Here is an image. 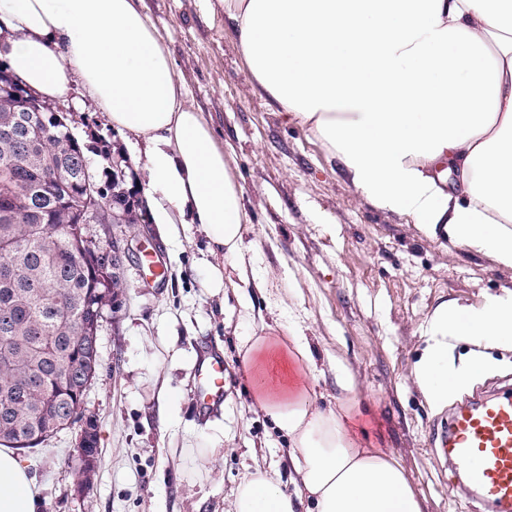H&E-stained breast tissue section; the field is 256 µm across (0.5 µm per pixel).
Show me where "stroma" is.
<instances>
[{
    "mask_svg": "<svg viewBox=\"0 0 512 512\" xmlns=\"http://www.w3.org/2000/svg\"><path fill=\"white\" fill-rule=\"evenodd\" d=\"M169 50L189 106L203 112L228 173L244 194L241 251L252 260L239 280L224 262L223 295L205 286L211 256L199 225L169 235L146 206L141 146L73 82L60 103L97 187L120 186L142 221L93 224L91 235L118 260L121 286L98 340L100 366L86 409L100 454L93 487L76 489L77 428L19 451L43 512H231L246 471L274 466L286 490L296 473L288 439L262 412L242 367L249 336L308 337L305 371L321 410H343L361 447L393 451L423 512H489L454 486L434 451L452 406L432 407L412 375L441 304L476 308L512 292V267L447 238H431L412 216L373 204L331 161L309 129L285 119L258 87L223 10L201 0H145ZM157 250L166 274L146 281L140 246ZM213 349L224 361V405L206 423L195 415V362ZM352 372L348 393L333 361ZM167 387L168 401L158 391ZM224 442L210 447L214 435Z\"/></svg>",
    "mask_w": 512,
    "mask_h": 512,
    "instance_id": "35a3bbf8",
    "label": "stroma"
}]
</instances>
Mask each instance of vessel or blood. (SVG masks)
Instances as JSON below:
<instances>
[{"label": "vessel or blood", "mask_w": 512, "mask_h": 512, "mask_svg": "<svg viewBox=\"0 0 512 512\" xmlns=\"http://www.w3.org/2000/svg\"><path fill=\"white\" fill-rule=\"evenodd\" d=\"M200 422L224 405V363L208 351L195 363ZM439 449L459 479L492 512H512V389L467 402L450 416Z\"/></svg>", "instance_id": "1"}]
</instances>
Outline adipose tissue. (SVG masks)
Here are the masks:
<instances>
[{
	"mask_svg": "<svg viewBox=\"0 0 512 512\" xmlns=\"http://www.w3.org/2000/svg\"><path fill=\"white\" fill-rule=\"evenodd\" d=\"M223 8L261 90L321 141L350 183L377 206L415 217L431 238L512 266V0H203ZM0 59L20 85L64 96L80 78L119 131L144 138L154 223L197 224L213 258L245 268L242 192L201 112L185 103L170 54L143 0H0ZM454 189H447L449 174ZM467 337L512 345V293L460 313L440 305L413 376L431 405L482 374L488 362L448 357ZM256 339L269 384L254 406L290 444L298 478L243 476L234 512H422L394 453L361 448L342 416L314 406L295 359L306 337ZM34 480L0 449V512H38Z\"/></svg>",
	"mask_w": 512,
	"mask_h": 512,
	"instance_id": "adipose-tissue-1",
	"label": "adipose tissue"
}]
</instances>
